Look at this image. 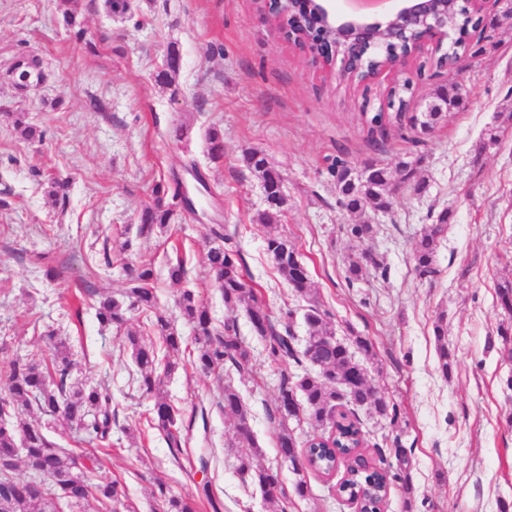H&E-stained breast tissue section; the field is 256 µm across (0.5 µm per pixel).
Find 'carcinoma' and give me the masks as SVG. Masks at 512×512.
I'll return each mask as SVG.
<instances>
[{"mask_svg": "<svg viewBox=\"0 0 512 512\" xmlns=\"http://www.w3.org/2000/svg\"><path fill=\"white\" fill-rule=\"evenodd\" d=\"M76 0H57L56 9L63 25L75 42L95 50V44L87 39V31L77 20L72 8ZM450 7L457 13L463 28L477 27L470 18L466 0H451ZM9 80L14 90L26 94L47 79L41 61L26 52L19 53L8 69ZM461 94L439 88L432 100L420 112L407 115L402 124L410 129L427 133L433 130L445 114L459 107ZM13 126L28 141L41 142L46 131L39 125L28 122L24 111L13 113ZM208 154L213 161L224 158V133L213 127L207 133ZM243 161L258 173L262 185L282 181L280 173L273 168L265 155L256 150L243 153ZM329 171L336 176L338 204L349 212H388L392 208L395 187L405 185L420 194L426 189V181L417 178V167L402 161L391 170L375 164H367L354 171L348 163L336 158ZM180 185L158 183L153 188L154 203L142 209L138 216L140 232L150 233L154 229H165L176 222V205L164 204L167 195L176 199ZM448 226V210H443L435 223L426 227L414 242L412 257L419 275H437L435 256L440 239ZM212 233L220 241L207 252L206 261L213 277V284L220 291L224 305L231 309L244 310L252 336L263 343L266 359L271 363L291 361L299 366L309 361L316 370L281 373L278 396L272 419L275 421V447L280 457L291 465L306 460V470L324 476L336 472L335 466L347 461L344 477L337 484L341 497H349L366 486L374 488V494L363 495L364 505L373 509L387 498L392 481L402 482L406 504H411L415 488L407 473L408 458L405 449L394 448V460L380 459V464L370 465L362 449L357 447L363 437L359 411L394 424L399 413L396 405L368 382V369L355 355L349 344L339 340L333 342L335 329L321 311L317 301H312L304 315L308 338L303 351L296 348L295 336L287 331L277 332L268 309L257 290L244 278L239 251L222 245L224 235L214 228ZM266 250L271 255L277 272L296 293L311 294L310 279L303 277V263L288 239L273 236L266 239ZM155 271L149 264L132 270L130 287L119 295L107 296L98 302L96 317L103 326L116 331H125L124 346L138 370L139 389L154 398L151 421L160 431L168 447L182 450L181 414L166 400L158 396L163 379L170 376L180 365L184 339L171 327L168 319L157 307L154 286ZM500 307L512 315V282L506 281L497 287ZM183 317L194 329V367L204 374L214 373L225 364L237 372L249 371L253 354L246 339L241 336L234 319L224 321V331L214 325L208 307L196 299L190 290L180 292L177 300ZM143 316L145 328L157 334L164 347V356H158L154 344L146 342L141 331L127 327L130 314ZM437 346L439 367L448 374L453 355L448 349L447 330L442 321L433 328ZM50 342L49 357L43 354H28L9 362L8 393L0 397V512H69L84 501L95 499L101 512H116L115 505L121 493L117 482L100 480L93 482L87 469L75 466L74 454L58 447L51 441L44 426L27 419V414L38 410L53 420H64L76 427L81 440L98 447H107L112 442L111 396L95 387H86L72 376L73 363L65 341L58 339L56 332H46ZM221 406L224 414L236 421L234 441L231 446L246 449L237 457L236 470L243 481H251L263 488L274 485L279 488L274 494H265L270 512H286L288 494L281 489L279 472L261 465L257 458L262 449L255 441L249 426V410L238 389L224 383ZM306 421L313 433L303 441L298 440L293 421ZM37 475L34 480L17 477L19 464ZM161 512H197L195 499L182 496L167 487H159Z\"/></svg>", "mask_w": 512, "mask_h": 512, "instance_id": "cac0c4a2", "label": "carcinoma"}]
</instances>
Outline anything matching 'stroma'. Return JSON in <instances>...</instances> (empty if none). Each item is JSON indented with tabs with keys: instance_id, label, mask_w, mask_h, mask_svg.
<instances>
[{
	"instance_id": "1",
	"label": "stroma",
	"mask_w": 512,
	"mask_h": 512,
	"mask_svg": "<svg viewBox=\"0 0 512 512\" xmlns=\"http://www.w3.org/2000/svg\"><path fill=\"white\" fill-rule=\"evenodd\" d=\"M77 8L98 55L75 46L53 0H0V194L10 201L0 209V395L9 362L47 349L41 335L55 329L70 349L74 377L111 394L119 425L108 448L78 443L62 420L47 434L91 457L92 480L119 481V512H153L161 482L184 495L210 483L213 499L201 501L200 512H267L262 490L236 471L235 421L218 405L215 379L187 361L166 379L162 393L185 425L186 445L172 455L147 421L153 401L138 387L120 334L102 327L94 310L99 297L128 288L129 262L145 260L154 266L159 309L185 341L192 327L175 304L184 288L209 308L215 326L232 317L249 336L245 312L225 307L206 267L211 230L220 224L277 330L305 337L313 298L340 339L373 343L369 381L397 404L400 419L393 426L364 417L368 454L405 448L415 488L409 506L393 482L385 512L512 508V359L497 334L508 319L497 286L512 281V21H502V4L488 0L482 26L468 31L462 67L437 68L428 46L419 57L424 75L408 79L413 108L441 87L459 88L463 106L429 134L393 127L374 146L360 114L378 112L403 75L381 79L363 100L279 39L253 0H132L122 16L108 15L101 0H78ZM173 48L180 68L164 87L156 77ZM22 49L42 60L48 79L20 98L4 74ZM57 97L61 105L51 108ZM97 100L104 111H95ZM18 108L45 130L43 142H24L14 130L8 114ZM179 125L182 141L170 140ZM213 126L224 131L220 162L206 149ZM248 149L262 152L283 178L277 224L259 221L266 204L242 160ZM338 157L356 169L414 161L428 187L400 189L389 213L350 214L338 206L329 172ZM192 165L203 182L188 174ZM50 175L67 181L66 206L52 205ZM176 177L194 212H181L167 232L140 234L136 217L152 202L154 184ZM445 209L451 216L436 255L440 274L430 281L416 274L412 248ZM362 219L374 234L361 241L346 227ZM271 235L294 244L311 297L280 278L266 251ZM362 255L383 268L348 284L349 260ZM176 258L188 270L180 287L167 278ZM286 308L293 318L283 317ZM439 320L454 356L446 373L433 335ZM252 347L251 372L232 382L249 408L263 465L279 471L289 493L288 512H354L334 481L315 474L308 495H294L297 476L277 454L269 419L282 368L264 358L260 342Z\"/></svg>"
}]
</instances>
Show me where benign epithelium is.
I'll list each match as a JSON object with an SVG mask.
<instances>
[{"instance_id":"obj_1","label":"benign epithelium","mask_w":512,"mask_h":512,"mask_svg":"<svg viewBox=\"0 0 512 512\" xmlns=\"http://www.w3.org/2000/svg\"><path fill=\"white\" fill-rule=\"evenodd\" d=\"M258 11L272 18L279 38L311 55L313 62L323 68L334 67L336 80L342 84L359 83L367 93L382 76L395 75L410 63L409 58L396 53L376 77L361 82L357 76L365 62L374 55L402 40L409 31L424 32L422 45H430L439 53L437 65L458 68L460 63L448 65L444 46L450 30L456 28V19L448 0H405L403 6L381 21L348 17L339 20L325 0H254Z\"/></svg>"}]
</instances>
